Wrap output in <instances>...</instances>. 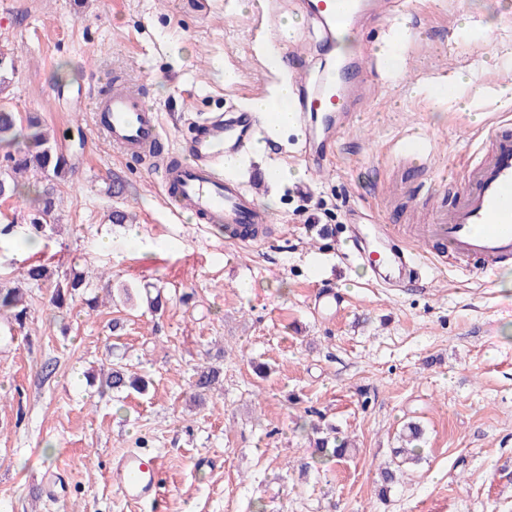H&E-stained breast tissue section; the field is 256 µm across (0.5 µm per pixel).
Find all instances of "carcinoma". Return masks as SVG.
Listing matches in <instances>:
<instances>
[{
    "label": "carcinoma",
    "mask_w": 512,
    "mask_h": 512,
    "mask_svg": "<svg viewBox=\"0 0 512 512\" xmlns=\"http://www.w3.org/2000/svg\"><path fill=\"white\" fill-rule=\"evenodd\" d=\"M3 145L10 147V151L4 154L0 162V198H26L31 204L30 229L36 234L43 233L49 227L47 217L55 210L58 185L72 174L71 164L57 151L55 141L43 131L35 113L23 116L0 108V146ZM31 171L40 176L39 184L32 189L19 181V178ZM22 277L28 283L38 286L48 280L50 274L43 265H30L22 271ZM86 288L85 275L75 272L57 283L53 302L61 307L66 297L73 298L76 291ZM0 311L10 312L9 318L12 321L22 323L27 315L23 290L1 282ZM217 381L218 372L210 369L200 371L193 382L195 397L201 398ZM105 386L116 392L132 389L141 393L146 390L141 377L129 374L121 367H114L107 373ZM315 448L316 460L327 456L342 459L348 452L344 442H332L326 437L315 440Z\"/></svg>",
    "instance_id": "obj_1"
}]
</instances>
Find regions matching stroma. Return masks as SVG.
<instances>
[{
	"instance_id": "1",
	"label": "stroma",
	"mask_w": 512,
	"mask_h": 512,
	"mask_svg": "<svg viewBox=\"0 0 512 512\" xmlns=\"http://www.w3.org/2000/svg\"><path fill=\"white\" fill-rule=\"evenodd\" d=\"M276 2L273 14L267 0H0V48L15 62L0 106L37 113L74 168L46 236L31 238L21 199H0V226H14L0 235V280L31 264L52 275L29 289L23 327L0 317V512H512V266L489 278L475 260H433L423 286L389 291L344 256L359 215L404 224L420 195L452 206L485 127L512 120V99L490 93L512 83V0H402L346 38L345 53L388 48L404 65L370 77L330 169L295 159L296 130L275 136L287 154L254 150L258 168L285 177L258 187L273 224L247 248L174 216L158 169L95 125L93 99L139 89L171 148L193 119L272 92L265 43H306L315 69L328 65L300 0ZM443 79L457 88L445 100ZM409 136L430 140L428 166L402 160ZM302 182L310 196L291 193ZM115 210L132 224L111 223ZM70 268L129 293L93 311L80 297L56 307ZM323 286L342 305L321 320ZM118 361L145 393L101 388L100 368ZM201 366L220 377L196 405ZM410 422L423 439L404 463L397 435ZM317 425L351 441L344 459L311 466ZM131 448L157 459L155 502L126 500L109 478ZM385 466L402 473L383 494Z\"/></svg>"
}]
</instances>
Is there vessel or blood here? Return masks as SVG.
Wrapping results in <instances>:
<instances>
[{
  "label": "vessel or blood",
  "mask_w": 512,
  "mask_h": 512,
  "mask_svg": "<svg viewBox=\"0 0 512 512\" xmlns=\"http://www.w3.org/2000/svg\"><path fill=\"white\" fill-rule=\"evenodd\" d=\"M308 14L324 33V46H331L337 30L363 29L371 9L366 0H305ZM399 60L381 55L375 64L366 57L337 61L334 68L312 78L305 58L298 51L272 57L270 66L287 71L295 88L293 107L299 119L320 114L326 133L324 146L304 140L300 154L310 169L327 167L325 146L348 122L363 97L369 74L397 68ZM93 110L105 136L113 146L130 156L152 154L161 173L162 185L174 213H191L202 224H220L239 231V244H250L243 230L269 223L270 217L257 204L252 188L227 170L226 157H242L268 125V118L239 109L219 113L197 125L193 136L181 143L187 159L173 163L158 152L161 138L159 117L147 106L141 91L120 88L95 100ZM484 136L491 149L471 166L466 185L456 204L436 209L430 223L419 225V243L439 245L442 253L461 258L476 257L482 271L496 274L512 262V131L504 123L490 124ZM404 226L384 224L375 216L353 225L349 235L352 254L364 259L367 238H374L377 261L370 267L373 278L400 287L423 281L427 272L414 249L402 242ZM110 478L127 500L145 502L155 497L161 471L155 459L144 458L136 449L126 451L111 467Z\"/></svg>",
  "instance_id": "b4317fda"
}]
</instances>
